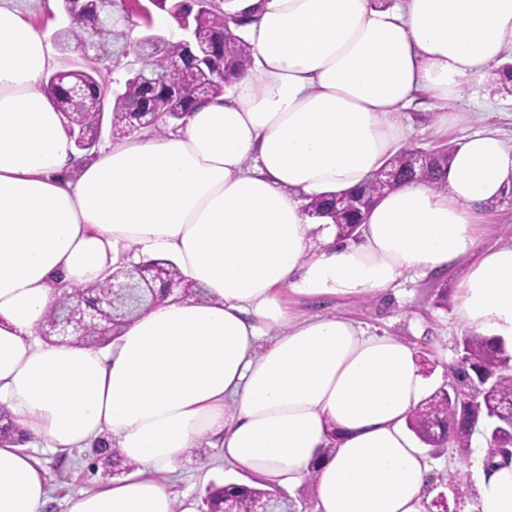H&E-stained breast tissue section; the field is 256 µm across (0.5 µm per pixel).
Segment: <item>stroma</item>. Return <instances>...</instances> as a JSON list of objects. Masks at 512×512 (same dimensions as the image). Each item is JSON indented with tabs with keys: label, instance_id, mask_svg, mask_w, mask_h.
Here are the masks:
<instances>
[{
	"label": "stroma",
	"instance_id": "stroma-1",
	"mask_svg": "<svg viewBox=\"0 0 512 512\" xmlns=\"http://www.w3.org/2000/svg\"><path fill=\"white\" fill-rule=\"evenodd\" d=\"M26 18L39 26L49 46L58 43V34L67 22L61 0H28ZM57 70L81 65L83 58L70 51L54 54ZM498 71L482 81L472 83L465 96L443 104L429 94L420 95L416 104L407 109L411 131L409 143L423 149L439 145L461 146L477 131H491L512 146V94L500 91ZM447 111V127L436 126V112ZM468 261H461L440 274L411 275L400 286L363 297L329 296L315 301L301 296H289L288 306L298 318L313 315L345 317L368 332L397 337L411 343L424 362L433 388L448 383V365L455 357L454 345L466 330L456 315L457 288L465 277ZM448 291V306L432 305L436 289ZM38 466L48 479L49 499L43 512H66L65 502L80 491H92L110 482L103 468L94 467V454L88 448L69 450L67 455L43 447L32 449ZM178 497L200 501L205 488L212 482H238L242 476L224 464L218 449L208 448L190 454L180 461L170 476Z\"/></svg>",
	"mask_w": 512,
	"mask_h": 512
}]
</instances>
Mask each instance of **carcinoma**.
I'll use <instances>...</instances> for the list:
<instances>
[{
	"mask_svg": "<svg viewBox=\"0 0 512 512\" xmlns=\"http://www.w3.org/2000/svg\"><path fill=\"white\" fill-rule=\"evenodd\" d=\"M228 0H216L211 5L201 8L187 3V0H164L154 7L165 18L179 22L182 14L192 17L194 26L201 39L212 42L218 32H224V43L221 49L224 56L223 67L210 74L204 87L187 84L183 72L166 64V56L180 52L178 41L172 39L167 44L166 55L150 63L143 72H130L125 87H134L140 91L145 108L150 112H158L160 116L151 122L150 128L163 134L178 125L188 114L191 105L199 94L208 97L224 95L226 89L232 87L245 71L250 60L251 47L239 32L246 21L236 12L226 7ZM129 27L113 37L115 49L137 53L138 43L132 39L136 27L151 29L155 20L150 8L141 0H126L122 8ZM89 28L84 21L72 18L58 39L63 51L87 39ZM118 66L115 58L101 57L94 62H87L78 69L65 71V77L57 83L54 102L56 109L63 113L67 126L78 130L87 139L100 142L103 122L109 124V134L113 139L130 135L141 128L134 123L135 116L126 111L124 95L112 90L109 74ZM82 80L87 83L89 96L97 103L92 110H83L72 105L67 97L70 82ZM179 84L184 93L178 98H170L157 90L159 86ZM419 151L412 144L407 145L389 160L390 165L399 171L403 183L420 177V180L434 188L442 187L440 174L451 161L456 148L443 147L433 151L427 165L416 168L411 159ZM386 188L380 186L376 174H371L367 182L360 188L344 193L341 199L335 195L330 197L312 198L305 205L311 217H327L336 226L339 238L352 236L357 230L361 218L359 199L365 194L374 202ZM136 267L149 271L146 287L137 296L126 302V313L121 320L112 323L111 333L99 336L93 332L84 339L104 347L117 337L132 321L152 309L157 302L168 295V286L179 287L181 298L200 299L204 291L197 284L183 275L179 267L168 260L140 258ZM97 289H76L71 293H62L49 309L44 322H49L73 305L87 303L92 305V295ZM457 356L448 368V386L442 387L421 404L408 418L407 426L429 448L447 446L455 452L458 459L468 462L473 453L472 443L476 434L490 440V448L483 459L485 469H490L497 458L495 449L498 446L512 444V355L503 347L479 336H463L456 342ZM494 375L496 383L493 389L481 385L482 378ZM19 426L14 422L9 411L0 405V442H9L18 432ZM94 453L102 465L117 467L122 458L118 449L110 446L104 439L95 443ZM256 501H263L293 512L296 508L294 500L282 495L280 491L267 484L251 487L234 482L217 485L209 484L201 498L200 512H248Z\"/></svg>",
	"mask_w": 512,
	"mask_h": 512,
	"instance_id": "obj_1",
	"label": "carcinoma"
}]
</instances>
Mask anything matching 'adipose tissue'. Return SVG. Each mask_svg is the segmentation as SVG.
Returning a JSON list of instances; mask_svg holds the SVG:
<instances>
[{
  "label": "adipose tissue",
  "instance_id": "adipose-tissue-1",
  "mask_svg": "<svg viewBox=\"0 0 512 512\" xmlns=\"http://www.w3.org/2000/svg\"><path fill=\"white\" fill-rule=\"evenodd\" d=\"M229 6L247 13L253 48L231 91L79 167L42 83L46 38L19 0H0V403L51 450L104 438L133 464L67 512H196L164 476L205 445L281 486L317 466V512H430L406 427L430 394L415 348L343 317L296 319L280 292L361 296L475 250L483 208L512 177V147L491 133L466 139L442 190L398 186L353 237L312 223L303 202L383 167L417 94L463 97L512 53V0ZM131 244L172 259L205 298L165 299L102 349L34 338L61 292L102 278ZM457 315L512 352V243L469 267ZM47 499L33 456L0 443V512ZM478 508L512 512V464L482 473Z\"/></svg>",
  "mask_w": 512,
  "mask_h": 512
}]
</instances>
